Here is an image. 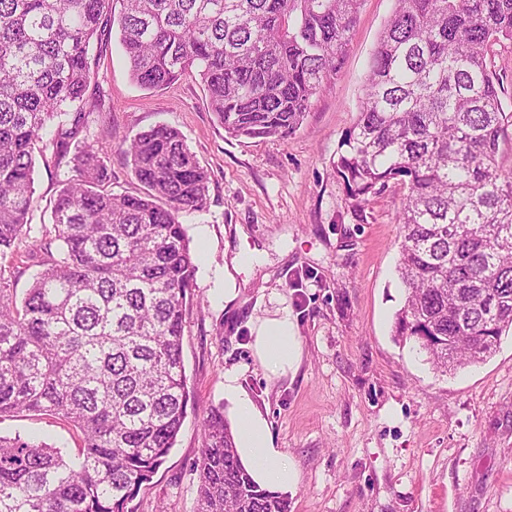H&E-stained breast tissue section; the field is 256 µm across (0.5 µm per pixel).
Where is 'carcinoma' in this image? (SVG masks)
<instances>
[{"instance_id": "1", "label": "carcinoma", "mask_w": 512, "mask_h": 512, "mask_svg": "<svg viewBox=\"0 0 512 512\" xmlns=\"http://www.w3.org/2000/svg\"><path fill=\"white\" fill-rule=\"evenodd\" d=\"M112 2L0 0V259L28 229L36 154L65 156L85 122L102 36L117 30L140 88L195 72L228 136L284 140L339 72L363 0ZM506 41L512 0H395L334 163L357 199L407 187L395 335L443 372L486 361L512 329V112L488 65ZM124 153L138 193L112 192L84 145L52 208L57 249L23 298L0 267V417L43 412L81 437L71 458L0 436V512H128L195 403L182 336L197 264L180 217L206 207L210 174L166 125ZM195 467L196 512H291L253 481L219 407Z\"/></svg>"}]
</instances>
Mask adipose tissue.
<instances>
[{
  "label": "adipose tissue",
  "mask_w": 512,
  "mask_h": 512,
  "mask_svg": "<svg viewBox=\"0 0 512 512\" xmlns=\"http://www.w3.org/2000/svg\"><path fill=\"white\" fill-rule=\"evenodd\" d=\"M260 363L272 375L293 369L300 359L299 342L289 317L261 324L253 343ZM224 393L234 404L239 421L236 446L241 462L261 487L285 493L298 483V473L281 449L275 448L262 410L240 391L235 376L224 378Z\"/></svg>",
  "instance_id": "adipose-tissue-1"
}]
</instances>
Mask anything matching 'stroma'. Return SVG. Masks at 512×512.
I'll use <instances>...</instances> for the list:
<instances>
[{
  "label": "stroma",
  "instance_id": "obj_1",
  "mask_svg": "<svg viewBox=\"0 0 512 512\" xmlns=\"http://www.w3.org/2000/svg\"><path fill=\"white\" fill-rule=\"evenodd\" d=\"M393 5L364 0L338 76L285 140L228 137L198 75L147 91L131 81L117 38L103 44L71 151L94 145L113 191L135 192L119 142L167 125L210 173L206 208L181 217L197 254L182 346L199 406L130 512H196L201 423L209 405L223 404L228 373L266 413L275 447L299 473L292 512H512V330L487 361L448 374L414 342L397 343L407 189L392 182L357 201L334 170ZM71 175L70 159L36 160L32 230L0 260L18 291L41 269L51 207ZM284 316L300 364L274 377L253 342L259 323ZM18 434L68 455L79 443L70 425L42 413L0 418V436Z\"/></svg>",
  "mask_w": 512,
  "mask_h": 512
}]
</instances>
